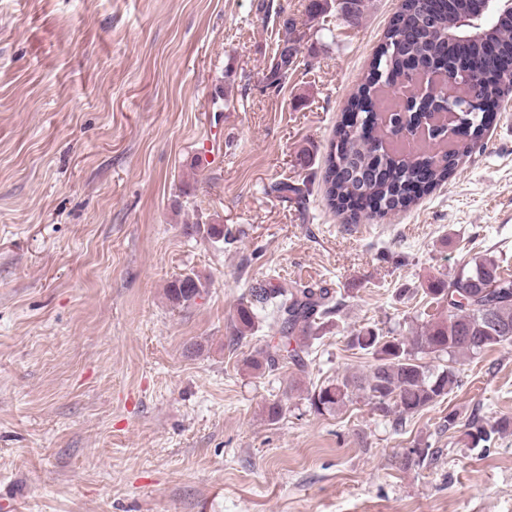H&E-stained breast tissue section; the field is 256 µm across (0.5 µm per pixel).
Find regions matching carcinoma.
<instances>
[{
    "mask_svg": "<svg viewBox=\"0 0 512 512\" xmlns=\"http://www.w3.org/2000/svg\"><path fill=\"white\" fill-rule=\"evenodd\" d=\"M333 8L356 21L363 13L364 0H311L309 16L320 18ZM459 9L458 0L436 12L427 8L426 0H401L390 20L368 75L353 93L325 157L327 205L350 222L357 223L365 211L385 216L410 207L421 195L448 181L459 164L471 156L478 136H448L449 128L459 123L455 115L437 117L427 139H406L388 147L384 145V128L371 139L359 138L353 132V110L364 103L369 108L362 113L374 127L381 125L382 115L388 112L389 123L400 120L394 86L406 76V54H413L430 68L454 63L456 45L448 42V29L456 25ZM283 26L288 39L279 45L268 77V85L275 87L287 77L295 52L296 23L286 18ZM485 29V36L469 44V55L484 60L485 65L460 81L456 87L459 98L475 102L491 99L498 94L502 80L512 78V73L496 64L498 59H512V13L489 22ZM410 149L424 155L425 161L398 162L397 154ZM186 232L219 240L224 238V225L188 224ZM203 288L199 276L186 274L168 283L166 295L173 305L186 306L201 296ZM424 293L440 311L429 315L420 333L408 339L386 336L372 328L358 331L349 347L372 356L369 373L345 376L308 392L311 409L332 413L353 397H362L381 415H396L398 424L459 387L457 364L461 358L512 345V273L503 269L496 257L475 258L448 279H432ZM338 305L328 288L255 286L236 307L234 331L237 338L246 337L256 328L258 311H271L278 342L257 353L250 365L256 370H270L281 361H289L303 368L314 339L313 328ZM427 356L441 364L428 367L422 362ZM511 426L509 418L490 427L474 418L467 424L466 436L476 446Z\"/></svg>",
    "mask_w": 512,
    "mask_h": 512,
    "instance_id": "carcinoma-1",
    "label": "carcinoma"
}]
</instances>
